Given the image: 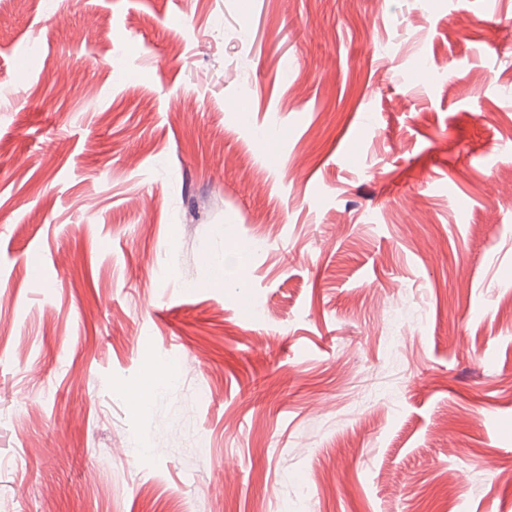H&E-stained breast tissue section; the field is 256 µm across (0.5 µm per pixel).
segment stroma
<instances>
[{"label":"stroma","mask_w":512,"mask_h":512,"mask_svg":"<svg viewBox=\"0 0 512 512\" xmlns=\"http://www.w3.org/2000/svg\"><path fill=\"white\" fill-rule=\"evenodd\" d=\"M1 85L0 512H512V0H0Z\"/></svg>","instance_id":"1"}]
</instances>
